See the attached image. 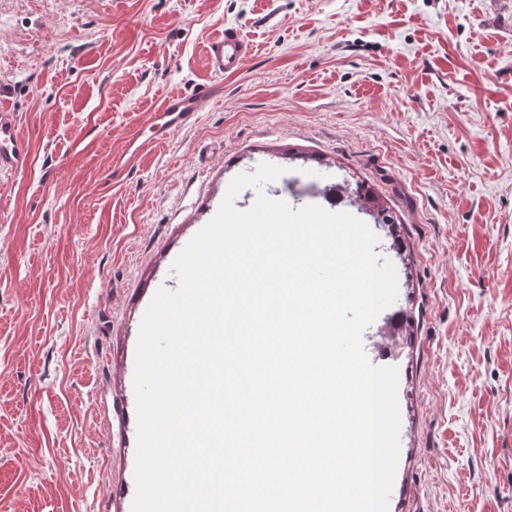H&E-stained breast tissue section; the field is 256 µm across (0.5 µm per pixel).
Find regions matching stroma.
<instances>
[{"mask_svg":"<svg viewBox=\"0 0 512 512\" xmlns=\"http://www.w3.org/2000/svg\"><path fill=\"white\" fill-rule=\"evenodd\" d=\"M238 28L232 76L205 47ZM197 120L112 166L161 99ZM0 87L29 142L0 174V512H114L135 447L119 366L173 259L231 181L321 205L366 182L413 319L388 512H512V12L498 0H0ZM254 47L235 28L224 29V34L215 38L208 47V64L216 76L237 73L244 61L253 53ZM353 201L360 210L371 213L376 224H387L391 227V235L394 240V246L399 249V236L397 235V226L393 215L386 207L378 201L373 195L371 188L366 187L365 182H355L354 190H351Z\"/></svg>","mask_w":512,"mask_h":512,"instance_id":"1","label":"stroma"}]
</instances>
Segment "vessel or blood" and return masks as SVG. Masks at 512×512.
<instances>
[{"instance_id":"b4317fda","label":"vessel or blood","mask_w":512,"mask_h":512,"mask_svg":"<svg viewBox=\"0 0 512 512\" xmlns=\"http://www.w3.org/2000/svg\"><path fill=\"white\" fill-rule=\"evenodd\" d=\"M254 47L240 31L225 29L223 35L211 41L208 47V64L214 75L237 73ZM207 88L191 93H177L164 98L148 121L146 136L129 140L124 161H132L153 146L165 143L176 131L191 125L198 114ZM30 166L29 145L20 132L16 112L0 107V173L24 174Z\"/></svg>"}]
</instances>
